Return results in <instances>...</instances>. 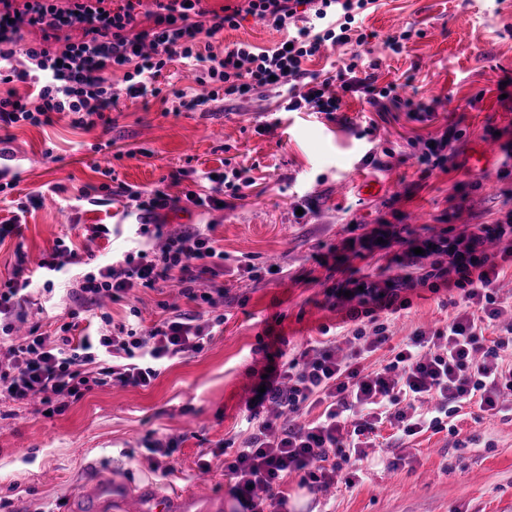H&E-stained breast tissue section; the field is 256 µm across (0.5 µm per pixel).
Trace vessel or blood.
Here are the masks:
<instances>
[{
  "label": "vessel or blood",
  "mask_w": 512,
  "mask_h": 512,
  "mask_svg": "<svg viewBox=\"0 0 512 512\" xmlns=\"http://www.w3.org/2000/svg\"><path fill=\"white\" fill-rule=\"evenodd\" d=\"M69 512H223L224 502L204 495L164 494L151 486L133 488L113 479L83 486L67 504Z\"/></svg>",
  "instance_id": "1"
}]
</instances>
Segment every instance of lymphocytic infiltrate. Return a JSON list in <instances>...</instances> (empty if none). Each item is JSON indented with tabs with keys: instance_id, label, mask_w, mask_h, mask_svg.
<instances>
[{
	"instance_id": "obj_1",
	"label": "lymphocytic infiltrate",
	"mask_w": 512,
	"mask_h": 512,
	"mask_svg": "<svg viewBox=\"0 0 512 512\" xmlns=\"http://www.w3.org/2000/svg\"><path fill=\"white\" fill-rule=\"evenodd\" d=\"M153 24L135 29L141 0H0V129L22 124H52L57 114L70 115L74 126H110L109 112L118 100L115 82H122L132 99L159 98L196 111L217 97H245L259 89L285 88V109L307 106L335 112L346 92L388 97L396 86L377 88L371 78L356 77L361 47L367 36L356 19L377 0H231L222 11L204 0H152ZM252 16L276 30L285 42L259 48L239 42L222 53L209 49V39L237 28ZM40 31L36 44L25 41L26 29ZM80 30V39L57 48L60 34ZM351 49L348 63L335 78H319L305 64L326 45ZM192 61L203 94L193 97L167 79L168 67ZM28 92L18 93L17 84ZM337 92H330V85ZM209 187L185 193L197 208L223 206L222 194L239 195L246 182L238 168L213 172ZM503 243L501 254L489 253L487 243ZM412 248L415 275L379 284L334 290L350 295L355 304L347 317L356 327L344 337L346 353L335 341L315 343L274 369L264 380V392L250 403L251 433L226 465L237 480L235 490L244 512H265L282 505L280 487L291 473L310 490L334 484L344 463L362 458L382 425L412 437L441 431L446 418L469 404L485 412L500 411L502 396L512 395V364L502 362L512 348V323L501 324L497 286L505 262L512 260V213L457 237L406 238ZM431 264H424V257ZM224 252L208 231L191 228L168 237L160 249H136L122 260L85 274L72 294L79 306L65 322L44 330L32 325L16 336L18 322L33 305L34 276L45 289L66 264L79 263L78 254L57 239L38 264L37 275L16 267L0 281V349L8 364H0V404L27 405L39 399L48 412L61 413L68 399H80L94 388L117 381L150 386L173 359L201 353L222 325L223 316H207L224 298L220 288L206 287L217 274ZM440 280L457 291L461 309L445 327L416 330L407 341L391 344L387 317L408 309L404 293L415 281ZM176 281L188 311L164 317L149 327L124 324L116 335L78 334L81 315L100 316V301H117L135 286L155 287ZM494 338H486L488 330ZM391 356L371 368L365 361L382 347ZM317 410L318 415L296 426L288 415Z\"/></svg>"
}]
</instances>
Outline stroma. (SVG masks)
<instances>
[{
	"label": "stroma",
	"mask_w": 512,
	"mask_h": 512,
	"mask_svg": "<svg viewBox=\"0 0 512 512\" xmlns=\"http://www.w3.org/2000/svg\"><path fill=\"white\" fill-rule=\"evenodd\" d=\"M361 27L375 85H398L399 100L349 94L332 114L287 112L268 88L175 115L158 100L122 96L107 131L74 127L65 114L49 126L10 129L0 144L8 151L0 181L15 182L11 197L38 193L43 201L23 218L21 237L0 244L2 279L18 254L36 269L65 236L100 261L122 257L127 234L83 237L87 224L138 221L129 197L103 190L96 169L103 159L119 183L140 189L182 172L168 185L174 196L206 185L228 161L253 184L223 207L177 206L154 217L170 235L213 225L224 251L212 280L224 290L217 307L224 322L202 353L170 361L149 387L113 382L50 418L32 404L0 406V512H63L71 492L94 477L165 490L205 477L224 512H242L220 445L249 435L248 405L264 374L283 355L352 330L328 288L407 272L403 246L369 250L360 238L405 225L453 238L512 211V174H499L512 146V86L499 89L512 79V0H379ZM407 28L414 34L401 53L385 48L387 36ZM285 37L249 17L212 45L218 53L238 42L270 48ZM452 129L460 137L446 148L444 166L426 169L419 156ZM106 141L110 149L99 153ZM483 141L496 151L491 170L478 175L468 159ZM364 179L383 182L384 192L361 195ZM406 296L410 308L389 326L397 343L456 312L457 294L444 286L419 282ZM165 306L188 308L175 283L135 288L128 301L103 309L116 325L138 309L148 327ZM454 423V435L430 431L367 449L350 488L339 482L312 492L289 475L287 512H512V415L464 410ZM166 444L171 453H162Z\"/></svg>",
	"instance_id": "1"
}]
</instances>
